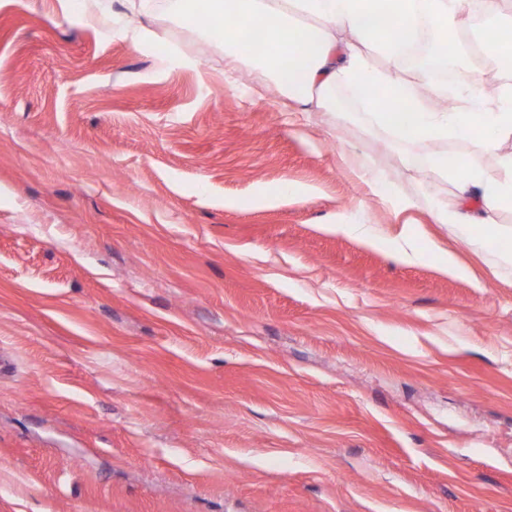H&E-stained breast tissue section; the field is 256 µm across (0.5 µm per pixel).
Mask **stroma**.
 Listing matches in <instances>:
<instances>
[{"instance_id":"obj_1","label":"stroma","mask_w":512,"mask_h":512,"mask_svg":"<svg viewBox=\"0 0 512 512\" xmlns=\"http://www.w3.org/2000/svg\"><path fill=\"white\" fill-rule=\"evenodd\" d=\"M119 9L0 0V512H512V274L453 184ZM400 242L395 248V252L399 260L404 263H417L426 256L427 250H434L432 246L427 244V248L423 247L424 239L421 233L411 224H405L400 233Z\"/></svg>"}]
</instances>
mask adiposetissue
I'll list each match as a JSON object with an SVG mask.
<instances>
[{"label":"adipose tissue","instance_id":"adipose-tissue-1","mask_svg":"<svg viewBox=\"0 0 512 512\" xmlns=\"http://www.w3.org/2000/svg\"><path fill=\"white\" fill-rule=\"evenodd\" d=\"M506 0H173L184 22L202 21L204 36L224 50V64L247 63L278 82L284 95L313 112L340 113L337 91L358 103L365 125L380 127L427 153L436 141H458L492 154L512 139V85L488 108L474 94L449 96L426 75L402 79L410 37L431 33L457 47L467 19L497 24ZM261 34L262 50L252 46ZM376 52L385 67L372 66ZM452 108H444L445 100ZM430 166L454 185L455 206H433L435 223L447 225L461 244L494 253L495 267L512 272V248L503 245L493 212L512 203V156L489 173L474 157Z\"/></svg>","mask_w":512,"mask_h":512}]
</instances>
